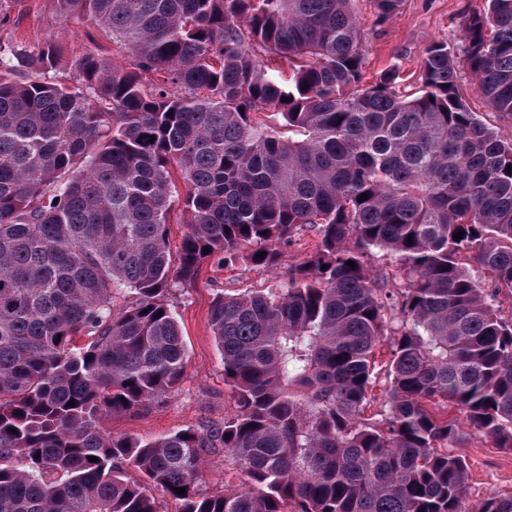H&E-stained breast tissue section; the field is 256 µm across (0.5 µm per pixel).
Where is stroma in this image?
Instances as JSON below:
<instances>
[{"instance_id": "obj_1", "label": "stroma", "mask_w": 512, "mask_h": 512, "mask_svg": "<svg viewBox=\"0 0 512 512\" xmlns=\"http://www.w3.org/2000/svg\"><path fill=\"white\" fill-rule=\"evenodd\" d=\"M484 0H401L396 13L379 20L373 0H352L362 25L363 71L372 83L389 69H399L401 89L412 93L420 85V66L426 48L434 42L448 44L462 53V18ZM0 34L33 42L51 38L64 43L68 55L60 74L75 79L73 63L82 48L98 32L90 25L53 21L46 0H22L14 7L8 26ZM316 243L313 232L304 233L287 248L283 264L275 272L242 265H205L195 285L176 288L171 308L178 320L187 350V361L177 393L165 404L135 414H115L103 425L117 435H131L149 443L183 428L222 424L233 415L236 404L224 383V366L209 324L210 307L217 290L279 291L288 286V267L310 252ZM462 452L470 468L468 504L475 507L491 494H512V450L492 447L488 438L470 428L462 430Z\"/></svg>"}]
</instances>
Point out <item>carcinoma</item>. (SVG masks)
<instances>
[{
  "instance_id": "1",
  "label": "carcinoma",
  "mask_w": 512,
  "mask_h": 512,
  "mask_svg": "<svg viewBox=\"0 0 512 512\" xmlns=\"http://www.w3.org/2000/svg\"><path fill=\"white\" fill-rule=\"evenodd\" d=\"M47 2L116 53L90 42L70 85L65 45L0 38V512H164L156 490L180 512H512L466 507L441 413L512 450V141L460 83L512 118V0L466 15L463 57L430 44L411 95L395 69L363 83L350 0ZM309 230L287 288L213 298L232 417L146 444L103 428L177 390L172 289L274 270ZM215 455L240 489L206 487ZM461 83L470 108L477 112L479 118L492 128L501 139L512 140V119L502 118L487 105L486 101L475 90L472 78L466 69L461 73Z\"/></svg>"
}]
</instances>
